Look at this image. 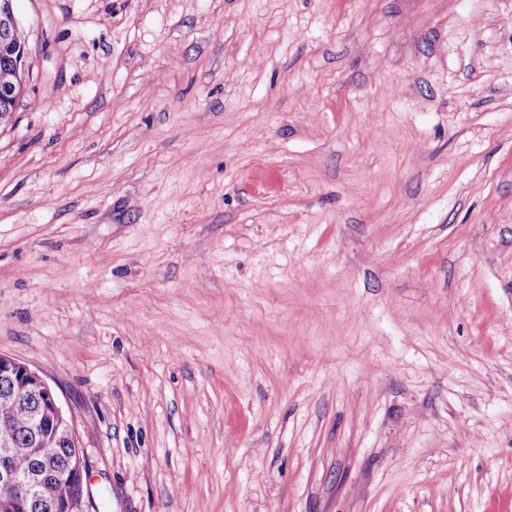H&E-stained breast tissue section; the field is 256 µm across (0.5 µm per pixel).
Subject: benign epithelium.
<instances>
[{
  "instance_id": "obj_1",
  "label": "benign epithelium",
  "mask_w": 512,
  "mask_h": 512,
  "mask_svg": "<svg viewBox=\"0 0 512 512\" xmlns=\"http://www.w3.org/2000/svg\"><path fill=\"white\" fill-rule=\"evenodd\" d=\"M29 42L19 28L12 0H0V56L10 60L0 72V105L10 107L23 95L28 76ZM0 380L7 383L14 401L35 400L39 410L29 443L44 457L52 455L60 439L80 446L73 419L63 410L54 389L36 370L0 354ZM19 452L12 442L0 443V500L34 504L46 501L51 512H90L85 498L88 463L85 459L57 469L37 468L20 472L12 464Z\"/></svg>"
}]
</instances>
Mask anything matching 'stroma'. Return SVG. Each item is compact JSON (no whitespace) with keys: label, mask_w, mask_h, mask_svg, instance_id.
Instances as JSON below:
<instances>
[{"label":"stroma","mask_w":512,"mask_h":512,"mask_svg":"<svg viewBox=\"0 0 512 512\" xmlns=\"http://www.w3.org/2000/svg\"><path fill=\"white\" fill-rule=\"evenodd\" d=\"M0 354L96 512H512V0H16ZM7 383L15 402L36 400L39 405L29 443L43 457L52 455L58 439L80 446L73 419L63 410L54 389L36 370L16 359L0 354V380ZM46 423L50 434L46 435ZM54 434V435H52ZM81 447V446H80Z\"/></svg>","instance_id":"1"}]
</instances>
